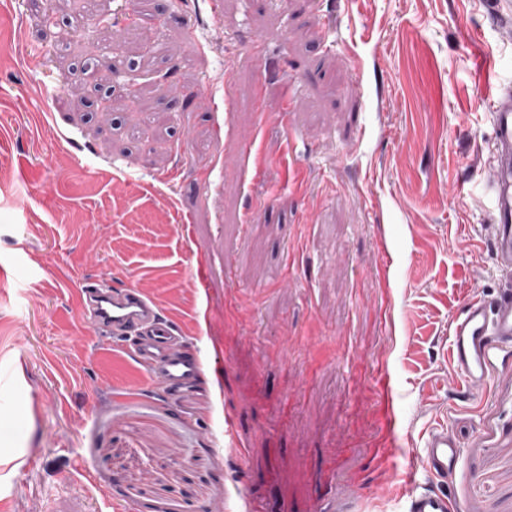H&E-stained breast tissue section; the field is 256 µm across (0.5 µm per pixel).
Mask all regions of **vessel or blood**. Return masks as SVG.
Here are the masks:
<instances>
[{
    "label": "vessel or blood",
    "mask_w": 512,
    "mask_h": 512,
    "mask_svg": "<svg viewBox=\"0 0 512 512\" xmlns=\"http://www.w3.org/2000/svg\"><path fill=\"white\" fill-rule=\"evenodd\" d=\"M490 101L491 245L504 286L494 297H472L450 324V358L472 391L487 383L500 356L512 354V88L496 86ZM82 317L94 330L128 343L134 358L170 394L193 388L202 374L200 356L186 349L174 324L134 284L85 286ZM461 454V441L453 430L444 424L433 428L419 460L433 483L413 486L402 512H468L464 498L450 497L440 488L455 477Z\"/></svg>",
    "instance_id": "b4317fda"
}]
</instances>
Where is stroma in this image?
I'll return each instance as SVG.
<instances>
[{
    "mask_svg": "<svg viewBox=\"0 0 512 512\" xmlns=\"http://www.w3.org/2000/svg\"><path fill=\"white\" fill-rule=\"evenodd\" d=\"M494 2L0 0V512H397L442 423L444 491L512 512V359L448 356L502 285ZM102 280L199 352L178 402L83 320ZM461 447L459 436L448 425L440 424L428 433L419 465L433 480L446 483L456 475Z\"/></svg>",
    "mask_w": 512,
    "mask_h": 512,
    "instance_id": "1",
    "label": "stroma"
}]
</instances>
